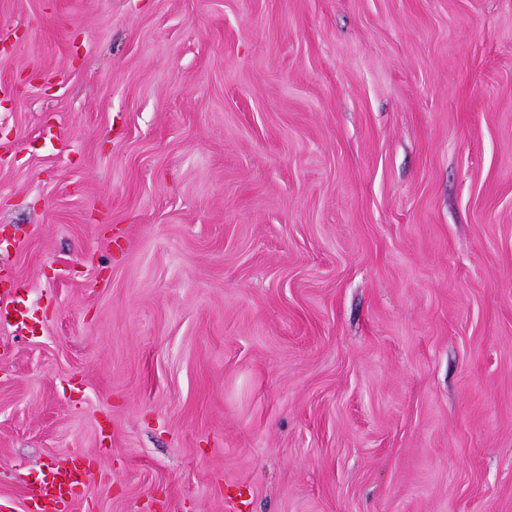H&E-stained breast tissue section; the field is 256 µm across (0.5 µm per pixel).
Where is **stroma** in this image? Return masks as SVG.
Returning a JSON list of instances; mask_svg holds the SVG:
<instances>
[{
  "mask_svg": "<svg viewBox=\"0 0 512 512\" xmlns=\"http://www.w3.org/2000/svg\"><path fill=\"white\" fill-rule=\"evenodd\" d=\"M0 512H512V0H0ZM68 458L50 467L42 482L29 493L26 512H43L46 501L60 505L59 512H69L76 490L85 484L87 470L79 468L75 458Z\"/></svg>",
  "mask_w": 512,
  "mask_h": 512,
  "instance_id": "1",
  "label": "stroma"
}]
</instances>
